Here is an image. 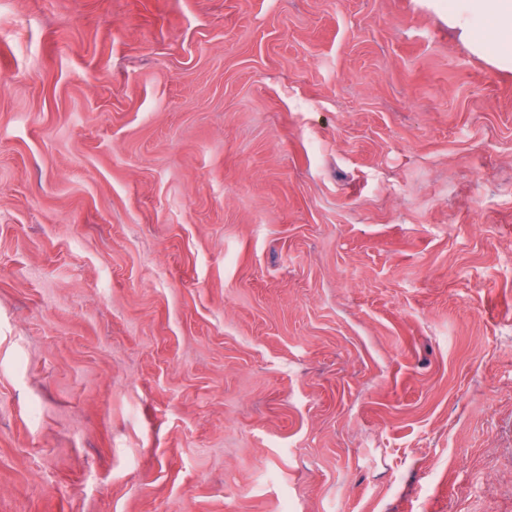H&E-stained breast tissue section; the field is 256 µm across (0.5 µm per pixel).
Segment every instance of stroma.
<instances>
[{
    "label": "stroma",
    "instance_id": "obj_1",
    "mask_svg": "<svg viewBox=\"0 0 512 512\" xmlns=\"http://www.w3.org/2000/svg\"><path fill=\"white\" fill-rule=\"evenodd\" d=\"M0 512H512V69L448 0H0Z\"/></svg>",
    "mask_w": 512,
    "mask_h": 512
}]
</instances>
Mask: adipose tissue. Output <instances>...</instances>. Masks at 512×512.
<instances>
[{"label": "adipose tissue", "mask_w": 512, "mask_h": 512, "mask_svg": "<svg viewBox=\"0 0 512 512\" xmlns=\"http://www.w3.org/2000/svg\"><path fill=\"white\" fill-rule=\"evenodd\" d=\"M448 20L473 38L475 51L493 52L499 64L512 66V0H453ZM481 18L490 22L491 39L473 37V21Z\"/></svg>", "instance_id": "adipose-tissue-1"}]
</instances>
